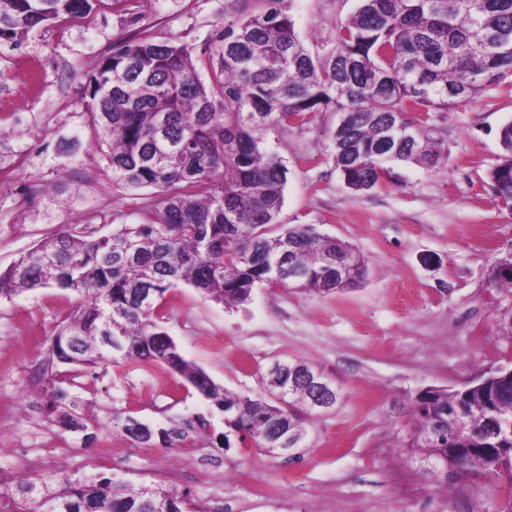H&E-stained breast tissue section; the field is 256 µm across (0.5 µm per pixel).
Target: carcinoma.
<instances>
[{"label": "carcinoma", "instance_id": "carcinoma-1", "mask_svg": "<svg viewBox=\"0 0 512 512\" xmlns=\"http://www.w3.org/2000/svg\"><path fill=\"white\" fill-rule=\"evenodd\" d=\"M102 0H0V39L20 40L51 22H65ZM335 37L311 51L290 15L270 7L224 26L206 58L184 45L139 38L102 58L86 81L87 125L108 147L112 185L153 188L158 202L143 224H114L96 236L76 224L22 253L0 272V298L36 288L75 292L80 306L54 335L52 363L89 366L121 358L167 367L224 414L230 437L280 456V433L309 447L314 415L305 376L332 382L303 361L276 363L264 378L275 400L232 394L187 360L163 327L167 292L180 284L237 307L254 286L291 284L316 294L343 291L363 279L354 249L313 224L273 234L284 203L287 168L262 147L259 133L288 125L291 115L332 109L336 170L356 193L378 184L394 163L434 167L440 159L429 132L402 113L446 112L512 73V0H359ZM388 45L392 58L379 53ZM209 63L200 78L198 63ZM504 155L489 174L497 196L512 203V120L499 132ZM121 343L112 350L106 337ZM484 386L428 390L415 399L409 447L468 474L497 475L502 423L512 421V378L488 375ZM67 393L52 387L49 410L65 427H80L61 409ZM122 431L139 446L177 448L193 422ZM17 512H186L188 494L159 485L129 488L102 475L20 478Z\"/></svg>", "mask_w": 512, "mask_h": 512}]
</instances>
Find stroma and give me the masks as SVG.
Instances as JSON below:
<instances>
[{"label": "stroma", "instance_id": "35a3bbf8", "mask_svg": "<svg viewBox=\"0 0 512 512\" xmlns=\"http://www.w3.org/2000/svg\"><path fill=\"white\" fill-rule=\"evenodd\" d=\"M359 0H280L309 49L333 38ZM266 0H109L21 41H0V271L64 224L104 235L153 211L152 190L113 186L103 149L85 125L82 84L101 57L149 36L212 46L226 23ZM512 120V74L424 124L438 142V167L393 164L374 189L357 194L338 174L336 114L318 112L260 134L288 169L278 222L313 224L348 243L366 263L354 287L314 295L256 284L247 304L227 307L182 286L167 295L164 327L184 357L232 393L265 397L274 361L319 366L342 389L315 417L310 446L289 464L232 441L224 417L157 363L123 360L78 372L81 429L48 413L36 372L49 339L77 296L39 288L0 300V465L11 467L27 439L38 474L59 464L49 447L70 445L71 479L105 474L139 486L189 492L196 512H512V478L474 477L410 447L413 407L423 391L458 390L512 365V288L491 284L497 261L512 256V212L488 174L501 160V127ZM153 427L203 418L177 448H138L118 427L126 416ZM112 462L93 464L104 441Z\"/></svg>", "mask_w": 512, "mask_h": 512}]
</instances>
